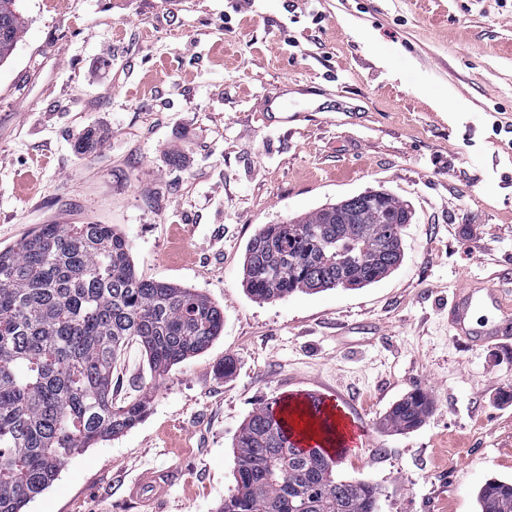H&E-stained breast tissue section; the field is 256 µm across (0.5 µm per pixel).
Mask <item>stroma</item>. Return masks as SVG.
<instances>
[{
    "label": "stroma",
    "instance_id": "35a3bbf8",
    "mask_svg": "<svg viewBox=\"0 0 512 512\" xmlns=\"http://www.w3.org/2000/svg\"><path fill=\"white\" fill-rule=\"evenodd\" d=\"M26 35L0 65V247L41 224H112L137 273L224 312L204 353L151 386L138 344L112 373L133 429L70 459L25 512H138L123 486L173 469L166 512H216L233 445L274 397H343L373 444L340 476L380 512H478L512 478V345L448 328L462 285L512 294V0H16ZM447 97L449 111L431 99ZM282 108L262 112L265 96ZM96 152L76 144L88 129ZM412 209L383 280L258 302L245 249L368 190ZM233 362L224 371V359ZM424 391L413 431L386 430ZM431 410L426 393L416 391L397 401L387 412L384 424L393 431L408 432L417 428ZM479 512H512V481L491 478L478 490Z\"/></svg>",
    "mask_w": 512,
    "mask_h": 512
}]
</instances>
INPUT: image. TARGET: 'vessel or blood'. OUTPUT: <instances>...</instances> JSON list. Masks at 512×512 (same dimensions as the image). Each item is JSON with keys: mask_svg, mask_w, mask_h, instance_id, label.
I'll use <instances>...</instances> for the list:
<instances>
[{"mask_svg": "<svg viewBox=\"0 0 512 512\" xmlns=\"http://www.w3.org/2000/svg\"><path fill=\"white\" fill-rule=\"evenodd\" d=\"M448 323L454 338L472 347L512 342V307L505 305L497 288L457 289L448 304ZM317 405L319 416L336 427V447L340 454L368 447V429L358 417L346 411L341 400L321 397ZM174 481L172 470L144 468L129 482L126 498L143 512H165Z\"/></svg>", "mask_w": 512, "mask_h": 512, "instance_id": "b4317fda", "label": "vessel or blood"}]
</instances>
